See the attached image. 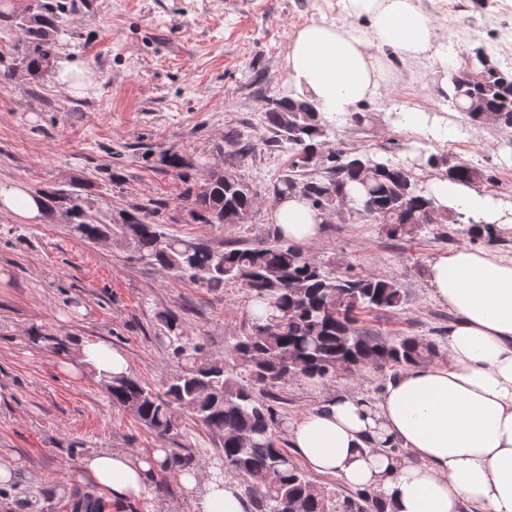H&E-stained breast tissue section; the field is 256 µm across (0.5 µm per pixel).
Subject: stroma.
<instances>
[{"label": "stroma", "mask_w": 512, "mask_h": 512, "mask_svg": "<svg viewBox=\"0 0 512 512\" xmlns=\"http://www.w3.org/2000/svg\"><path fill=\"white\" fill-rule=\"evenodd\" d=\"M74 46L57 59L78 58L92 80L71 94L54 71L28 75L12 54L21 32L0 24V62L14 69L0 82V182L31 191L69 182L90 184L106 217L135 212L165 232L221 250L258 247L277 237L269 218L274 188L290 167L288 154L262 151L241 160L228 132L267 139L269 98L287 95L285 55L292 34L313 23L342 19L340 0H77ZM448 48L468 58L484 46L512 69V0H420ZM397 79L369 101L372 123L327 117L329 148L382 157L417 176L444 174L419 156L481 168L483 192L512 202V128L480 124L461 146L406 129L411 107L437 99L434 66L384 57ZM180 149L200 183L210 168L243 174L258 198L242 224L191 219L185 184L162 171L159 159ZM462 245L512 256V230L496 242L471 237L463 224H425L403 239L349 213L328 216L326 231L308 255L325 270L383 274L406 293L397 310L366 311L359 324L383 338L437 340L450 315L431 296L428 260ZM0 463L13 472L0 485V512H67L74 493L105 500V512H193L176 476L156 471L137 502L109 499L79 466L88 453L119 449L148 456L166 447L126 411L113 406L94 371L72 374L65 359L33 347L30 328L72 343L101 341L122 350L129 371L161 390L176 369L161 344L158 312L179 314L190 338H202L208 358L228 360L246 327L249 299L241 288L214 290L134 259L119 246L88 244L62 217L25 224L0 215ZM180 446L192 449L202 473L216 463L217 441L187 411H178Z\"/></svg>", "instance_id": "35a3bbf8"}]
</instances>
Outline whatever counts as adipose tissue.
<instances>
[{
	"label": "adipose tissue",
	"instance_id": "ef3b65f1",
	"mask_svg": "<svg viewBox=\"0 0 512 512\" xmlns=\"http://www.w3.org/2000/svg\"><path fill=\"white\" fill-rule=\"evenodd\" d=\"M348 19L298 29L286 52L288 95L329 115H348L376 95L389 73L378 57L389 49L412 63L435 58L455 66L417 0H342ZM365 18L367 31L349 25ZM437 205L473 221V233L512 226V202L476 187L432 178ZM0 213L43 221L40 197L18 182H0ZM271 219L281 238L299 249L318 241L324 213L300 194L278 196ZM432 296L451 320L436 344L439 360L389 376L368 399L326 392L310 381L319 403L285 429L289 448L310 469L335 475L352 489L378 494L386 512H512V257L462 246L427 263ZM124 375L122 350L99 342L78 347L71 371ZM166 457L121 450L85 455L79 465L112 497L134 501ZM195 512H250L228 480L203 481L198 469L179 472Z\"/></svg>",
	"mask_w": 512,
	"mask_h": 512
}]
</instances>
